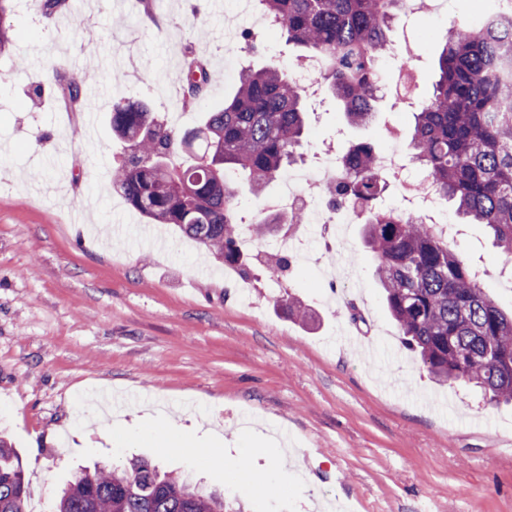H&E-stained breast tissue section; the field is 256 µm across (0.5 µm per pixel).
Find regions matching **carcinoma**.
Segmentation results:
<instances>
[{"label": "carcinoma", "mask_w": 512, "mask_h": 512, "mask_svg": "<svg viewBox=\"0 0 512 512\" xmlns=\"http://www.w3.org/2000/svg\"><path fill=\"white\" fill-rule=\"evenodd\" d=\"M13 0H0V56L13 38L4 26ZM72 0H42L46 21ZM286 42L318 60L315 78L353 124L368 122L379 97L378 68L389 50L398 0H258ZM182 70L185 107H200L215 75L191 46ZM48 84L79 108L84 80L57 66ZM304 89L270 63L238 73L221 108L178 135L140 99L113 100L112 132L127 145L112 187L152 224H169L226 265H242L240 190L261 193L297 161L305 131ZM413 158L466 224H485L512 259V14L498 25L453 20L438 58L430 98L414 113ZM329 184L333 208L368 214L365 242L402 344L419 353L440 383L472 384L493 401H512V315L480 287L448 236L395 209H375L388 190L377 154L357 145ZM299 210L268 213L261 224H302ZM23 471L0 437V512H26ZM224 497L146 458L123 468L74 475L50 512H228Z\"/></svg>", "instance_id": "obj_1"}]
</instances>
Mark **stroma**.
Wrapping results in <instances>:
<instances>
[{
    "mask_svg": "<svg viewBox=\"0 0 512 512\" xmlns=\"http://www.w3.org/2000/svg\"><path fill=\"white\" fill-rule=\"evenodd\" d=\"M490 6L446 0L395 17L394 39L430 33L416 102L432 94L449 20ZM231 16L241 32L255 23L237 0H161L151 16L141 0H73L52 23L15 0L6 17L27 66L0 59V435L22 461L28 506L50 505L81 469L138 455L242 512H512V402L438 385L404 347L361 224L342 227L347 284L307 259L325 252L320 224L299 225L276 279L265 268L277 224L245 272L168 227L162 247L110 240L111 226L144 221L111 184L125 156L109 126L115 98L146 101L182 132L232 98L241 68L296 64L285 40L255 52L228 41ZM187 45L217 74L198 110L177 102ZM60 62L102 89L95 132L51 91L26 99ZM392 102L363 125L333 98L305 102L300 155L379 150L390 130L410 153L413 115ZM454 249L488 269L484 291L511 313L512 263L490 228L462 225ZM292 301L307 321L289 316ZM149 424L170 447L140 439ZM235 458L250 459L258 490L226 486L222 464Z\"/></svg>",
    "mask_w": 512,
    "mask_h": 512,
    "instance_id": "1",
    "label": "stroma"
}]
</instances>
